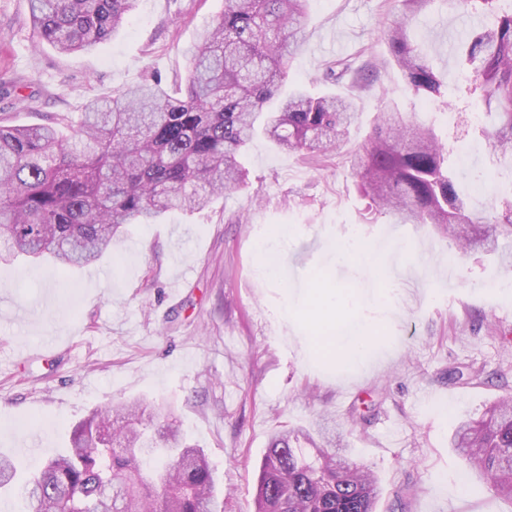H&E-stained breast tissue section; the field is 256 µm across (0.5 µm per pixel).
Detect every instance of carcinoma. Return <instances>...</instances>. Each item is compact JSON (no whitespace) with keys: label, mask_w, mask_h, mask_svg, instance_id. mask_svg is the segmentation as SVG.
<instances>
[{"label":"carcinoma","mask_w":512,"mask_h":512,"mask_svg":"<svg viewBox=\"0 0 512 512\" xmlns=\"http://www.w3.org/2000/svg\"><path fill=\"white\" fill-rule=\"evenodd\" d=\"M136 0H30L38 37L64 53L106 41ZM309 0H224V13L189 50L183 80L158 76L87 101L78 124L0 125V261L49 256L63 268L99 260L129 224H156L246 183L240 163L259 131L279 149L313 157L355 123L354 102L287 83ZM383 31L416 95L444 86L431 47L411 40L433 0H399ZM485 19L455 45L468 91L490 118L482 133L512 166V0H456ZM339 59L327 80L355 76ZM359 192L399 224H431L463 249L512 235V204L492 224L456 189L448 150L431 126L385 117L351 159ZM309 444V454L302 444ZM451 447L464 468L512 498V396L458 423ZM217 474L184 442L172 411L133 402L93 410L71 448L26 471L0 456V496L20 487L25 512H219ZM380 482L367 467L317 447L308 431L278 429L265 455L256 512H375Z\"/></svg>","instance_id":"obj_1"}]
</instances>
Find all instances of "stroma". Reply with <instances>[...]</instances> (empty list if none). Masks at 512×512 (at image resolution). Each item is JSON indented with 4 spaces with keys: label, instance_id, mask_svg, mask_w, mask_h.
Masks as SVG:
<instances>
[{
    "label": "stroma",
    "instance_id": "obj_1",
    "mask_svg": "<svg viewBox=\"0 0 512 512\" xmlns=\"http://www.w3.org/2000/svg\"><path fill=\"white\" fill-rule=\"evenodd\" d=\"M396 11L395 0H311L289 76L352 97L358 110L327 155L286 154L259 136L244 158L245 187L158 224L129 225L92 265L0 263V455L31 440L34 467L68 448L92 409L164 401L217 469L224 512H255L260 467L283 422L313 432L335 425L337 447L381 481L376 512H512V500L484 481H459L463 461L449 446L459 419L512 395V266L500 261L512 236H499L497 252L459 255L432 225L368 212L348 162L394 107L433 125L474 207L493 215V194L512 193V168L471 123L467 74L448 48L474 18L452 2L422 16L418 33L439 48L444 78L442 97L428 103L408 89L382 37ZM223 12L224 0H138L109 41L62 54L40 43L28 0H0V123L75 116L91 97L155 75L172 82ZM338 58L376 67L377 81L324 82ZM355 232L374 264L337 260ZM264 248L276 251L278 275L262 272ZM333 289L351 299L340 313L346 327L369 339L361 363L319 348L318 322L339 314L325 301ZM465 366L480 380L450 382L449 370Z\"/></svg>",
    "mask_w": 512,
    "mask_h": 512
}]
</instances>
